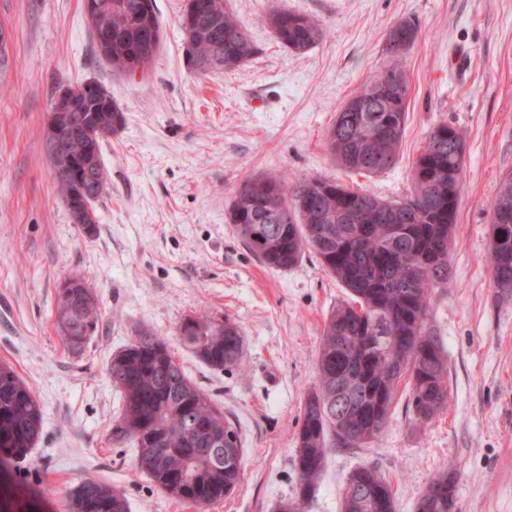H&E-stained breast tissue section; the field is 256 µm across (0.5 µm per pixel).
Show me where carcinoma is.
<instances>
[{
	"instance_id": "carcinoma-1",
	"label": "carcinoma",
	"mask_w": 512,
	"mask_h": 512,
	"mask_svg": "<svg viewBox=\"0 0 512 512\" xmlns=\"http://www.w3.org/2000/svg\"><path fill=\"white\" fill-rule=\"evenodd\" d=\"M91 26L99 55L117 70L141 31L157 33L147 69L162 42L155 0H94ZM274 39L302 54L327 36L323 24L290 10L267 17ZM180 26L189 62L201 75L234 71L258 49L227 7V0H186ZM418 36L402 20L391 29V62L372 76L336 113L326 149L340 168L378 175L398 162L410 103L403 58ZM68 124L87 134L66 142L79 178L56 175L70 212L88 211L84 230L96 227L94 202L107 188L103 142L125 116L95 81L68 88ZM466 142L442 121L417 156L412 189L400 201L320 177L255 175L234 192L229 219L244 245L265 267L285 271L307 252L347 290L330 311L317 354V387L307 396L296 434L297 492L278 512H302L316 492L328 452L362 448L389 425L399 383L410 384L411 418L427 423L448 408V354L430 323L431 290L452 278L451 249L462 193ZM294 207L295 222L281 224L276 210ZM493 288L512 295V173L500 180L488 234ZM74 294L58 293V328L67 345L82 347L97 329V295L82 275ZM177 336L208 367L232 371L242 364L239 326L206 316L187 318ZM106 373L120 392V418L112 438L135 448V467L175 501L201 510L221 501L244 479V448L224 409L196 385L167 341L147 328L110 357ZM43 410L16 370L0 362V473L40 440ZM69 512H129L123 491L86 478L68 493ZM341 512H398L391 482L375 467L349 475ZM416 512H458L456 477H433Z\"/></svg>"
}]
</instances>
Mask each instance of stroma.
Instances as JSON below:
<instances>
[{
  "mask_svg": "<svg viewBox=\"0 0 512 512\" xmlns=\"http://www.w3.org/2000/svg\"><path fill=\"white\" fill-rule=\"evenodd\" d=\"M186 0H156L162 47L146 72L98 57L83 0H0V361L43 407V432L18 461L29 491L13 512H68L66 493L95 478L121 489L130 512H194L140 473L130 444L112 440L120 394L110 355L143 327L238 423L243 482L208 512H277L295 495L298 419L316 383L320 330L346 290L314 254L287 271L266 268L229 220L234 191L255 174L340 179L397 200L432 127L466 136L451 252L453 280L432 316L448 354L447 412L425 425L400 385L388 428L362 448L329 452L305 512H340L351 471L375 466L399 512H415L432 476L456 475L459 512H512V297L492 286L490 205L512 173V0H228L258 52L230 73L188 64L179 25ZM329 30L304 54L276 42L274 9ZM418 37L406 55L410 108L396 166L352 175L336 168L325 135L350 95L389 65L391 28ZM94 80L125 115L102 161L108 188L95 234L73 222L44 149L59 89ZM86 276L100 302L96 332L78 350L57 329L59 286ZM237 323L245 373L208 368L177 341L186 318Z\"/></svg>",
  "mask_w": 512,
  "mask_h": 512,
  "instance_id": "35a3bbf8",
  "label": "stroma"
}]
</instances>
